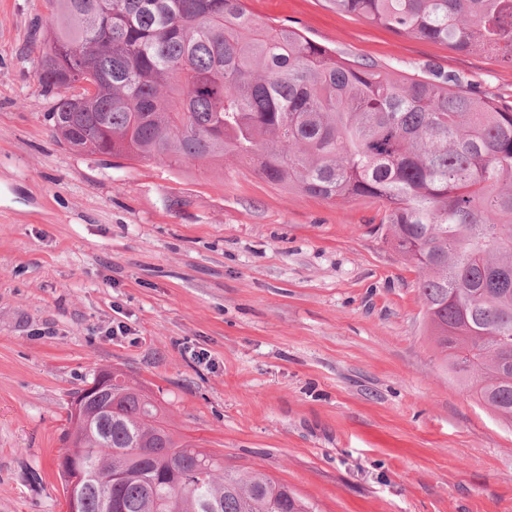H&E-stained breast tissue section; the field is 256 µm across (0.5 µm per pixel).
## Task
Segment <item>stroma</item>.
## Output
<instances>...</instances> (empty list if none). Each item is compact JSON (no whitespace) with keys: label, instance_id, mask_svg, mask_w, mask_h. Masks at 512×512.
<instances>
[{"label":"stroma","instance_id":"stroma-1","mask_svg":"<svg viewBox=\"0 0 512 512\" xmlns=\"http://www.w3.org/2000/svg\"><path fill=\"white\" fill-rule=\"evenodd\" d=\"M349 60L432 63L512 106V66L328 0H246ZM44 0H0V512H66L71 395L118 368L226 466L318 512H512V425L454 384L382 203L233 157L125 162L59 145L38 81Z\"/></svg>","mask_w":512,"mask_h":512}]
</instances>
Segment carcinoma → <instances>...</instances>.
I'll use <instances>...</instances> for the list:
<instances>
[{
  "label": "carcinoma",
  "instance_id": "carcinoma-1",
  "mask_svg": "<svg viewBox=\"0 0 512 512\" xmlns=\"http://www.w3.org/2000/svg\"><path fill=\"white\" fill-rule=\"evenodd\" d=\"M38 76L54 136L127 161L254 162L266 181L385 204L443 366L512 423V108L433 65L346 60L244 0H47ZM394 33L512 64V0H328ZM54 52L47 54L43 48ZM67 413L58 465L78 512H317L288 484L175 434L142 382Z\"/></svg>",
  "mask_w": 512,
  "mask_h": 512
}]
</instances>
